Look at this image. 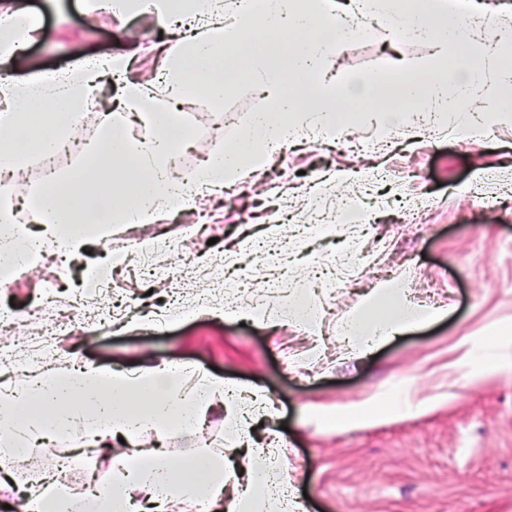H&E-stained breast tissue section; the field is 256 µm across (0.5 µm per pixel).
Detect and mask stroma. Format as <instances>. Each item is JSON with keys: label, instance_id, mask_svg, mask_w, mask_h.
Listing matches in <instances>:
<instances>
[{"label": "stroma", "instance_id": "stroma-1", "mask_svg": "<svg viewBox=\"0 0 512 512\" xmlns=\"http://www.w3.org/2000/svg\"><path fill=\"white\" fill-rule=\"evenodd\" d=\"M26 8L40 16L42 30L22 48L13 73L57 71L79 56L129 53L132 70L152 84L165 63L157 50L160 23L142 15L116 18L108 13L86 19L80 0H0V7ZM430 44L370 35L349 43L340 54L345 75L384 71L393 60L432 56ZM266 103L244 80L230 81L222 108L193 101L184 104L194 128L187 167L200 164L207 148L230 143L244 131L250 114ZM456 118L438 129L401 128L392 138H378L370 126L356 129L363 150L351 142L329 144L309 138L281 150L245 194H214L200 204L209 228L189 236L188 213L169 212L154 224H118L111 236L91 245L71 273L54 279V262L13 276L0 289V312L12 304L25 308L53 300L62 305L86 287L84 269L126 253L155 238L172 245L165 252L164 273L150 277L135 264L114 273L113 289L128 305L113 308L111 326L95 324V304L75 314L61 341L62 354L103 367L138 370L148 362L182 363L217 370L225 379L264 387L280 411L286 431L284 449L274 466L288 473L295 497L307 512H512V125L493 127L483 145L454 137ZM345 165H368L379 172L377 188L331 187L324 197L308 195L323 172ZM488 167L492 177L473 185V168ZM353 199L376 225L366 243L368 264L362 274L340 281L320 299L324 352L307 360L312 336L285 326L265 329L221 317H187L152 328L147 319L162 312L163 302L221 301L223 268L215 257L243 235L262 244L250 255H290L292 261L333 263L339 250L334 237H308L305 243L266 238V207L290 214L296 224H321L320 204ZM424 201L429 211L417 217L411 206ZM407 270L413 299L447 309L442 320L393 338L361 360L348 358L336 343L344 317L360 302L383 271ZM496 364L484 373L477 354ZM370 400L385 419L368 427H335L321 416V406L347 407ZM231 438L223 415L209 418L205 429L187 438L165 440L172 464L198 446L222 454ZM68 448L51 442L40 449V466L15 459L13 481L0 484V505L13 503L18 486L56 471Z\"/></svg>", "mask_w": 512, "mask_h": 512}]
</instances>
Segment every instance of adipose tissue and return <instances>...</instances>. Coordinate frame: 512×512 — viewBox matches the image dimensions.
Returning <instances> with one entry per match:
<instances>
[{
	"label": "adipose tissue",
	"mask_w": 512,
	"mask_h": 512,
	"mask_svg": "<svg viewBox=\"0 0 512 512\" xmlns=\"http://www.w3.org/2000/svg\"><path fill=\"white\" fill-rule=\"evenodd\" d=\"M83 9L89 18L102 10L155 16L171 33L161 47L168 68L153 87L133 77L126 55L19 79L12 73L15 35L39 26L27 12L0 13V267L14 273L50 255L81 257L113 225L193 211L216 189L249 180L306 130L334 142L356 125L386 133L463 112L456 138L480 145L493 125L512 123V103L480 106L470 96L488 81L512 92V22L488 12L482 0H262L258 8L253 0H83ZM375 29L433 43L436 52L363 78L328 77L340 49ZM230 76L266 93L267 107L250 115L238 139L212 146L199 166L172 175L170 157L185 140L177 102L221 105ZM348 100L359 111H342ZM91 110L102 117L99 137L87 142L75 170L56 174L22 202L28 218L20 220L12 178L78 137L79 119ZM411 293L404 275L367 292L339 328L351 356L444 316V309L418 306ZM190 311L268 329L293 325L313 336L321 322L317 299L301 289L283 303H200ZM182 371L163 362L130 372L71 358L62 366L48 361L20 385H1V455L23 454L64 434L73 436L75 449L113 453L110 480L76 495L64 475L44 478L36 492L25 493V512H169L174 498H202L225 512H301L302 503L288 497V476L270 463L281 434L271 432L262 446L252 434L257 420L279 416L269 393L203 370L188 388ZM217 407L236 434L233 466L206 448L176 466L157 443L141 442L149 432L158 440L191 433Z\"/></svg>",
	"instance_id": "1"
}]
</instances>
